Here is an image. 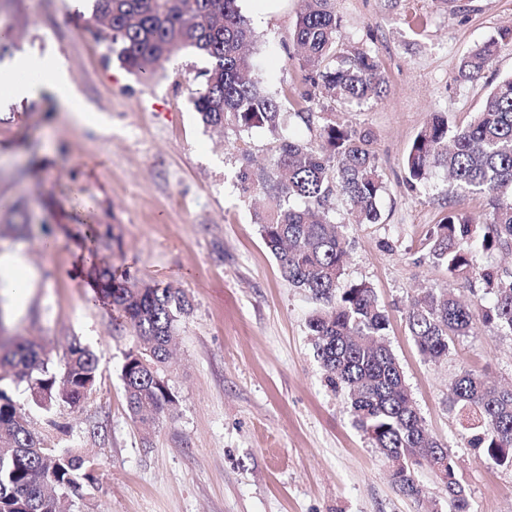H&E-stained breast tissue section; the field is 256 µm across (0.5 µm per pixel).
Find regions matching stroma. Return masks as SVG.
Here are the masks:
<instances>
[{"label": "stroma", "mask_w": 512, "mask_h": 512, "mask_svg": "<svg viewBox=\"0 0 512 512\" xmlns=\"http://www.w3.org/2000/svg\"><path fill=\"white\" fill-rule=\"evenodd\" d=\"M256 73L267 92L287 94L285 127L318 143L329 123L368 134L385 189L377 224L348 221L343 197L333 220L346 223L349 259L342 287L371 286L394 353L428 431L455 460L470 512H512V469L479 461L448 403L462 369L512 385V335L478 327L453 337L446 359L426 361L406 307L421 289L453 288L491 305L470 277L449 279L428 258L429 236L448 211L483 225L484 195L447 189L444 174L410 186L405 159L433 115L469 123L491 88L512 76V44L501 45L477 82L459 77L476 46L512 27V0H336V51H374L387 80L377 101L351 106L320 97L312 118L297 116L302 87L290 33L300 0L259 17ZM91 0H0V29L13 40L0 58L36 54L63 62L92 122L72 121L51 93L0 105V252L22 249L41 273L20 311L0 320L7 335L43 347L63 368L72 342L99 359L97 381L78 406L44 412L25 404L30 429L51 448L94 458L96 484L71 512H424L392 484L387 462L353 427L345 392L332 390L308 321L317 304L285 280L243 193V157L262 164L275 145L264 129L204 126L193 104L204 58L183 50L160 62L145 84L99 39ZM27 231L9 228L16 208ZM109 227V248L86 253L88 223ZM117 278L180 289L191 308L175 323L165 378L172 414L143 433L127 409L121 377L136 341L123 312L90 294L93 265Z\"/></svg>", "instance_id": "stroma-1"}]
</instances>
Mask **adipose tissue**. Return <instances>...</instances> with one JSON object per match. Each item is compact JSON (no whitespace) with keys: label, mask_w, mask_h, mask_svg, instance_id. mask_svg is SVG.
Instances as JSON below:
<instances>
[{"label":"adipose tissue","mask_w":512,"mask_h":512,"mask_svg":"<svg viewBox=\"0 0 512 512\" xmlns=\"http://www.w3.org/2000/svg\"><path fill=\"white\" fill-rule=\"evenodd\" d=\"M44 90L52 93L75 121L86 120V113L76 109L74 89L66 71L53 61L35 55L20 56L9 71L0 74V102L31 100ZM39 281L38 270L22 251L0 255V292L13 306L22 307Z\"/></svg>","instance_id":"ef3b65f1"}]
</instances>
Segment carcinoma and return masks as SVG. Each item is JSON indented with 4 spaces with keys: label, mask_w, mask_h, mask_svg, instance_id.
I'll use <instances>...</instances> for the list:
<instances>
[{
    "label": "carcinoma",
    "mask_w": 512,
    "mask_h": 512,
    "mask_svg": "<svg viewBox=\"0 0 512 512\" xmlns=\"http://www.w3.org/2000/svg\"><path fill=\"white\" fill-rule=\"evenodd\" d=\"M240 0H95L91 19L105 35L122 67L144 82L152 64L183 49L204 55L209 67L196 91L194 106L203 123L232 126L238 132L266 129L279 141L266 166L243 157L237 179L244 191L262 194L273 206L254 215L266 247L282 277L307 292L320 308L308 321L317 359L327 382L347 393L355 428L386 457L398 463L390 473L394 486L416 500L422 489L418 470L427 467L442 482L453 512H469V501L444 446L425 431L409 404L401 368L391 349L380 342L388 320L374 289L366 283L340 286L349 258L343 225L328 211L340 195L358 224H378L383 182L370 137L346 126L328 124L313 146L282 132V100L250 78L254 61L244 46L253 32ZM333 0H301L292 34L301 50L306 89L327 92L350 105L379 99L384 75L378 56L358 50L336 57ZM512 42V29L473 49L460 66V77L482 79L497 46ZM405 166L410 185L429 183L448 172L460 189L483 194L490 208L483 235L450 211L431 236L429 256L448 276L474 275L495 294L490 306L467 304L453 294L427 290L413 298L407 323L420 354L437 363L448 357L453 336L467 335L482 323L512 334V270L476 263V248L512 249V77L499 81L473 122L449 129L435 116L418 133ZM102 299L119 307L137 339L122 366L131 417L149 431L157 418L172 411L174 398L162 374L169 357L175 322L190 303L178 289L115 283L112 272L94 274ZM99 360L79 343L69 348L63 372L31 343L0 336V371L24 385L34 406L49 412L60 403L78 405L95 384ZM450 403L466 420L469 446L482 462L512 468V389L489 383L465 369L450 390ZM95 462L68 448H46L28 427L25 409L0 387V512H69L71 497L93 484Z\"/></svg>",
    "instance_id": "carcinoma-1"
}]
</instances>
